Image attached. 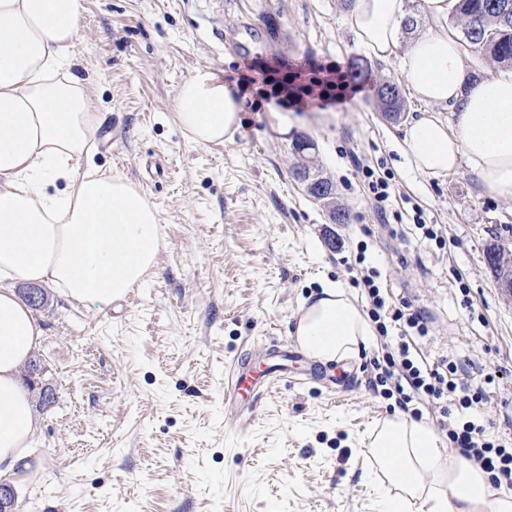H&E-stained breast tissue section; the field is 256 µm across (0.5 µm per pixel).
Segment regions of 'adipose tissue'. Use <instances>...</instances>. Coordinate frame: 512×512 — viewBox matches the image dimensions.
I'll return each mask as SVG.
<instances>
[{
	"label": "adipose tissue",
	"mask_w": 512,
	"mask_h": 512,
	"mask_svg": "<svg viewBox=\"0 0 512 512\" xmlns=\"http://www.w3.org/2000/svg\"><path fill=\"white\" fill-rule=\"evenodd\" d=\"M409 0H354L346 25L357 44L386 60L397 51ZM434 27L403 59L405 79L429 112L404 131L407 159L439 177L468 158L482 184L512 201V75L468 83L461 44L448 34L458 0H424ZM81 0H0V473L33 455L38 430L19 373L43 329L15 284H49L71 301L108 305L140 285L160 248L156 208L128 179L80 172L98 115L73 74ZM453 107L452 122L434 107ZM243 99L200 71L179 87L178 125L193 143L227 141ZM63 184L59 193L49 186ZM298 345L316 363L355 358L373 331L341 285L304 299ZM371 463L394 491L384 512H512V494L463 457L447 453L426 422L396 415L367 433Z\"/></svg>",
	"instance_id": "obj_1"
}]
</instances>
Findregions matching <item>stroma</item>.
Segmentation results:
<instances>
[{"mask_svg": "<svg viewBox=\"0 0 512 512\" xmlns=\"http://www.w3.org/2000/svg\"><path fill=\"white\" fill-rule=\"evenodd\" d=\"M348 0H82L73 53L99 116L91 164L127 178L155 206V266L131 301L86 307L45 286L36 315L42 383L34 456L5 481L18 512H380L364 476L367 426L393 416L369 381L376 347L344 364L309 358L255 409L241 411L227 379L243 356L255 369L272 341L293 335L300 303L326 281L355 285L376 267L394 298L433 323L429 360L471 359L493 375L468 411L490 440L512 447V294L486 261L512 252V201L478 181L468 161L432 178L405 156L404 130L425 112L400 58L381 61L345 24ZM366 69L339 110L305 98L279 108L255 89L232 139L194 144L175 121V96L203 68L235 86L246 65L307 83L309 63ZM391 81L406 110L388 120L377 89ZM311 144L296 151L298 140ZM329 178L349 210L333 223L298 179ZM390 177L376 203L357 165ZM435 227L425 239L415 215Z\"/></svg>", "mask_w": 512, "mask_h": 512, "instance_id": "1", "label": "stroma"}]
</instances>
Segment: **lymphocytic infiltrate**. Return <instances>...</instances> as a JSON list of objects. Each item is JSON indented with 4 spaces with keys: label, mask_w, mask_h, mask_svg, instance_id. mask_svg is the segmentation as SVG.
<instances>
[{
    "label": "lymphocytic infiltrate",
    "mask_w": 512,
    "mask_h": 512,
    "mask_svg": "<svg viewBox=\"0 0 512 512\" xmlns=\"http://www.w3.org/2000/svg\"><path fill=\"white\" fill-rule=\"evenodd\" d=\"M269 86V96L275 105L293 107L303 97L317 96L327 106H339L360 91L341 68H313L308 84L293 87L287 80L273 79L267 68L256 74L238 78L239 88L256 84ZM361 282L370 300L369 315L376 323L385 344L380 358L374 359L376 370L372 388L380 389L383 397L394 400L414 419H421L420 402L440 405L439 425L446 430L448 441L472 464L488 473L495 488L512 491V449L485 439V428L472 420H461L460 414L474 404L485 401L483 388H470L463 377L470 371L467 360L446 359L438 363L424 361L415 350V340L430 332V318L414 310L409 300L392 304L384 291L376 269H365Z\"/></svg>",
    "instance_id": "f902f5d3"
}]
</instances>
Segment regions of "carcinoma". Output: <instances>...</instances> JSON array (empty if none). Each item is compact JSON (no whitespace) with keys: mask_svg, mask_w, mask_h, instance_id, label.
Returning a JSON list of instances; mask_svg holds the SVG:
<instances>
[{"mask_svg":"<svg viewBox=\"0 0 512 512\" xmlns=\"http://www.w3.org/2000/svg\"><path fill=\"white\" fill-rule=\"evenodd\" d=\"M448 33L463 44L471 54L481 59H491L501 68H512V0H459L455 14L448 20ZM378 97L382 111L391 119L400 118L405 104L399 87L392 82H384L378 87ZM299 179L307 182L312 196L324 202L335 224H346L350 213L336 205L335 190L331 180L319 173L311 172L303 164L298 170ZM486 259L500 282L501 287L512 290V261L506 259L505 251L491 246L486 251ZM40 364L37 359L29 360L25 367V382L34 393L36 406L46 408L54 403V395L47 386H36L31 380L32 371Z\"/></svg>","mask_w":512,"mask_h":512,"instance_id":"1","label":"carcinoma"}]
</instances>
